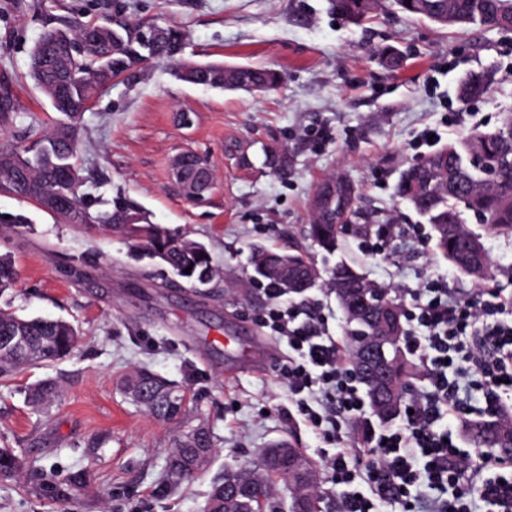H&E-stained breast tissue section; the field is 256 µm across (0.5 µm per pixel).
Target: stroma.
Segmentation results:
<instances>
[{"mask_svg": "<svg viewBox=\"0 0 512 512\" xmlns=\"http://www.w3.org/2000/svg\"><path fill=\"white\" fill-rule=\"evenodd\" d=\"M174 24L187 35L183 57L266 67L281 83L266 91H219L175 77L158 62L136 78L114 82L80 122L77 163L84 191L122 194L153 223L207 243L221 275L192 288L141 258L125 234L99 224H64L37 204L0 194V215L26 223L0 232V254L18 276L0 292V310L62 319L78 328V347L49 366L0 379V449L18 456L16 476L0 478V512H203L225 469L256 460L284 440L322 468L323 441L301 416L286 419L288 388L280 368L288 349L264 325L272 306L247 281L255 242L309 250L310 201L326 179L341 176L358 192V224H395L384 254L363 251L345 235L338 258L368 280L396 290L446 278L467 294H512V237L475 225L496 267L477 286L435 248L434 232L394 195L403 169L438 144L497 127L512 112V38L497 29L443 27L397 13L382 0L370 21L337 13L333 0H0V91L16 114L0 120V146L26 140L29 115L46 131L56 119L28 76L29 52L45 29L74 16ZM404 54L383 64L378 49ZM496 73L491 92L462 105L457 88L474 69ZM190 113L182 125L179 113ZM328 130L329 140L317 139ZM183 152L202 156L215 186L189 201L173 170ZM417 224L410 240L401 225ZM274 349L260 368L229 378L234 356L226 338ZM147 368L180 386L188 400L183 425L210 427V467L165 494L174 424L129 400L121 380ZM61 392L41 412L27 403L43 379Z\"/></svg>", "mask_w": 512, "mask_h": 512, "instance_id": "1", "label": "stroma"}]
</instances>
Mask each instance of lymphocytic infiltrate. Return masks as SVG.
I'll return each instance as SVG.
<instances>
[{
	"label": "lymphocytic infiltrate",
	"mask_w": 512,
	"mask_h": 512,
	"mask_svg": "<svg viewBox=\"0 0 512 512\" xmlns=\"http://www.w3.org/2000/svg\"><path fill=\"white\" fill-rule=\"evenodd\" d=\"M409 296L406 346L426 367L430 387L367 460L342 434L341 417L361 414L364 399L327 316L287 305L271 318L273 335L288 347L280 375L289 401L326 444L321 459L340 489V512H380L384 504L399 512H478L481 504L512 512V457L463 452L438 427L445 416L470 409L461 380L480 392L491 415L512 396V296H468L440 278ZM488 464L505 470V478L472 485L470 473Z\"/></svg>",
	"instance_id": "f902f5d3"
}]
</instances>
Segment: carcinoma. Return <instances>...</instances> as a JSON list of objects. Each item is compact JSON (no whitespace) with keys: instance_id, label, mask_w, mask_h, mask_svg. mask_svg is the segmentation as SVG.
I'll list each match as a JSON object with an SVG mask.
<instances>
[{"instance_id":"obj_1","label":"carcinoma","mask_w":512,"mask_h":512,"mask_svg":"<svg viewBox=\"0 0 512 512\" xmlns=\"http://www.w3.org/2000/svg\"><path fill=\"white\" fill-rule=\"evenodd\" d=\"M378 0H336V11L352 19L372 13ZM393 6L405 16L427 19L443 26L478 24L496 27L512 24V0H393ZM93 32L97 42L84 43L82 34ZM160 32L166 38L146 59L139 51L138 37ZM186 34L178 26H158L151 22H131L126 18H104L83 21L72 18L64 29L48 28L34 45L29 62V76L52 108L62 115L54 129L39 137L31 147L0 148V193L32 201L43 207L52 199L62 203L53 215L67 224H103L126 230L138 240L140 256L159 260L190 286L209 284L216 276L207 245L186 235L170 232L150 221L147 212L134 201L117 196L100 200L81 191L84 178L77 166L79 143L77 124L88 110L86 102L93 98L98 84L123 74L144 72L154 63L168 61L176 65V73L187 81L183 70L188 62L171 55L172 44H185ZM282 75L272 69L238 67L233 76L237 87L260 84L270 90L278 86ZM495 75L473 71L459 88V99L468 102L488 93ZM438 161L419 173L413 167L403 171L395 187V195L425 218L435 232L436 246L448 261L462 273L477 281L493 277V266L480 240L468 227L467 216L474 215L488 230L512 235V113L501 119L491 131H478L435 151ZM499 165L497 181L482 180L483 168ZM357 201L352 183L341 177L324 181L311 201L312 222L309 237L320 250L333 254L340 247L342 224L351 220ZM281 262L288 272L301 281L315 264L298 248L273 250L263 244L252 247L248 259L249 282L271 289L277 296H291L294 291L265 272L262 263ZM191 273H185L186 268ZM15 269L8 256H0V288L9 287ZM328 283L342 288L336 293L346 320L344 334L348 339L349 358L357 364V347L378 332H386L389 342L386 354L394 363L391 388L399 400L422 374L419 364L409 359L399 345L404 335L405 309L390 288L375 286L357 269L343 261L330 270ZM375 290L382 303L394 312L388 316L371 315L369 319L350 317L349 302L362 292ZM79 332L61 319L21 317L0 311V378L20 372L25 367L50 363L68 355L78 342ZM364 386L367 404L381 423L394 420L401 412L396 407L380 411L374 404L373 389ZM124 392L154 418L171 423L181 422L184 394L180 387L147 369H138L122 382ZM60 387L47 379L29 393V402L37 409L48 406L59 394ZM468 434L478 448L512 449V419L478 420L470 424ZM193 448L215 449L214 436L204 427L192 428L173 437L167 464L182 459ZM19 469L16 455L0 450V478L11 477ZM283 469L269 460L268 452L259 459L228 473L224 480L253 483L254 490L245 501L232 495L224 498V512H267L265 501L274 497L273 485L282 477Z\"/></svg>"}]
</instances>
